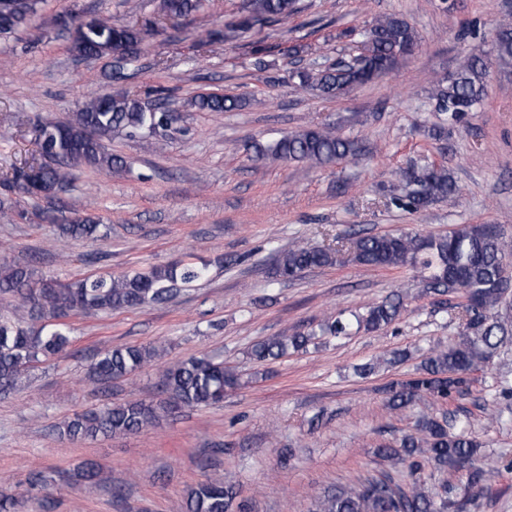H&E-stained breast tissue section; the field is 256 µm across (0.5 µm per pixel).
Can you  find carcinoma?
Masks as SVG:
<instances>
[{
    "instance_id": "1",
    "label": "carcinoma",
    "mask_w": 512,
    "mask_h": 512,
    "mask_svg": "<svg viewBox=\"0 0 512 512\" xmlns=\"http://www.w3.org/2000/svg\"><path fill=\"white\" fill-rule=\"evenodd\" d=\"M209 0H160V12L168 18L185 17L205 9ZM42 0H16L7 13L0 12V36L8 35L40 18ZM299 11V0H247L241 15L229 21V32L262 30L285 22ZM148 29L114 24L93 18L86 32L76 39L70 51L93 60L118 51L114 60L115 78L137 62ZM360 38V53L351 61L334 63L316 72H295L299 87L310 89L326 99L338 98L374 77L390 71L399 58L411 53L417 43L416 31L404 18L390 15L369 26L347 32ZM492 54L503 65L512 64V18L505 17L495 31ZM488 62L481 50L471 52L459 65L448 84L437 83L432 91L435 109L450 123L466 122L469 113L487 95ZM244 104L238 95H200L195 106L208 112H233ZM180 116L160 96L153 110L146 109L136 94L117 92L93 95L67 121L44 119L36 126L41 162L38 165L40 190L47 195L68 182L69 169L85 167L110 171L125 166L123 157L109 151L103 138H151L158 130L165 138L182 132ZM259 156L269 155L283 162H301L322 167L343 159H356L359 141L341 135L330 126L290 132L264 145L254 144ZM408 187L401 197L391 198L399 209L417 211L436 201L451 204L459 200L460 188L443 165H414L399 173ZM35 195L25 169L0 181V218L13 220L15 197ZM61 234L71 239L94 240L110 227L88 214L73 212L61 218ZM350 260L364 266L417 269L421 285L435 295L459 294L464 329L448 345L432 349L411 378L391 385L389 407L405 410L424 395L446 401L462 394L467 376L485 369L501 347L512 342V245L503 230L492 224H462L446 234L422 235L412 232L371 234L355 230L346 238ZM340 250L311 248L295 243L278 252L275 274L294 278L303 273L337 263ZM206 265L175 262L151 266L119 275H91L71 282L39 276L29 267L9 266L0 273V304L12 308L13 320L0 319V395L12 391L20 377L38 365L65 354L76 342L68 320L93 318L114 311L144 307L175 299L181 291L207 276ZM404 309V298L393 293L373 302L361 313L336 317L316 325L309 332L282 333L253 345L249 356L257 362L278 360L290 352L307 348L313 337L348 336L354 329L377 331L397 321ZM167 348L158 345H127L100 353L92 366L93 374L104 381L125 378L144 366L159 362ZM159 382L175 409H193L220 404L224 393L240 386L238 374L224 366V360L209 356L190 357L167 363L159 371ZM167 411L144 401L106 403L75 413L58 426V435L70 441L115 438L138 433L151 426ZM448 431L447 418L426 416L415 431L394 442L380 444L375 454L411 477L407 489L387 475L358 486H338L316 501L313 512H466L474 497L484 492L483 443L469 435L470 421L455 424ZM439 473L452 472L464 479L462 492L443 485L432 494L426 490L425 468ZM78 482L104 481L99 465L87 460L75 473ZM50 482L34 470L24 488L0 492V512H20L29 493ZM182 512H244L236 503L233 488L204 481L191 488Z\"/></svg>"
}]
</instances>
